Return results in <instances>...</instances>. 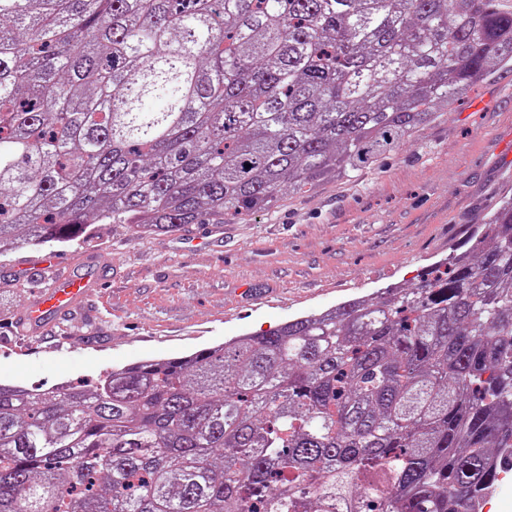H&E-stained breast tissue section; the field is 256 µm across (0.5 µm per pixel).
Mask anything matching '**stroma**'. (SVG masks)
Returning <instances> with one entry per match:
<instances>
[{
    "mask_svg": "<svg viewBox=\"0 0 512 512\" xmlns=\"http://www.w3.org/2000/svg\"><path fill=\"white\" fill-rule=\"evenodd\" d=\"M509 112L512 73L492 75L353 178L282 193L270 211L220 225L209 249L193 241L197 224L139 239L96 224L88 240L0 256V380L46 389L89 379L414 282L512 194L501 180L512 169ZM52 256L90 279L94 294L70 316L47 312L16 352V328L48 285Z\"/></svg>",
    "mask_w": 512,
    "mask_h": 512,
    "instance_id": "stroma-1",
    "label": "stroma"
}]
</instances>
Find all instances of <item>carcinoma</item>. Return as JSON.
Returning a JSON list of instances; mask_svg holds the SVG:
<instances>
[{
	"instance_id": "obj_1",
	"label": "carcinoma",
	"mask_w": 512,
	"mask_h": 512,
	"mask_svg": "<svg viewBox=\"0 0 512 512\" xmlns=\"http://www.w3.org/2000/svg\"><path fill=\"white\" fill-rule=\"evenodd\" d=\"M512 71V0H0V254L270 210ZM512 466V197L404 288L42 390L0 512H482Z\"/></svg>"
}]
</instances>
